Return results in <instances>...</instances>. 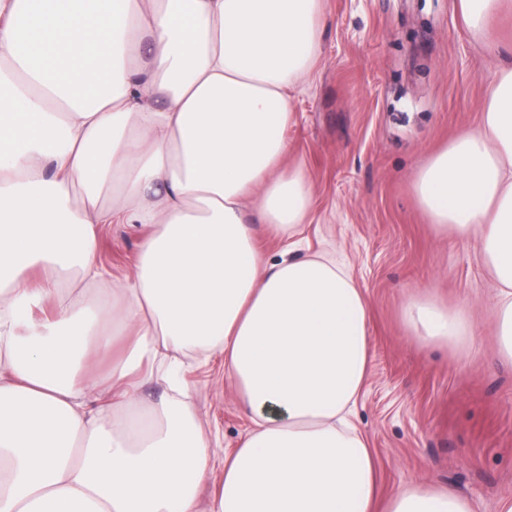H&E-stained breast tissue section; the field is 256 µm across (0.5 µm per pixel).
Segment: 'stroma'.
Here are the masks:
<instances>
[{
	"instance_id": "obj_1",
	"label": "stroma",
	"mask_w": 512,
	"mask_h": 512,
	"mask_svg": "<svg viewBox=\"0 0 512 512\" xmlns=\"http://www.w3.org/2000/svg\"><path fill=\"white\" fill-rule=\"evenodd\" d=\"M321 51L291 92L284 163L313 186L312 220L293 254L323 251L350 272L370 309V369L354 421L368 439L383 494L438 484L499 512L512 498V363L497 349L498 284L475 239L431 223L417 173L455 137L478 131L498 56L465 30L457 0H324ZM146 230L104 224L98 259L131 276ZM428 300L469 317L460 345L424 343L403 318ZM211 431L198 512H210L224 456L251 427L224 375V357L181 371Z\"/></svg>"
}]
</instances>
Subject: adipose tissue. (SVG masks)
<instances>
[{
  "label": "adipose tissue",
  "mask_w": 512,
  "mask_h": 512,
  "mask_svg": "<svg viewBox=\"0 0 512 512\" xmlns=\"http://www.w3.org/2000/svg\"><path fill=\"white\" fill-rule=\"evenodd\" d=\"M504 5L459 0L470 35L496 47ZM322 16L323 0H0V512H197L212 448L191 394H141L190 350L223 353L252 423L212 512H474L414 483L380 501L350 419L367 299L326 256L267 260L248 215L285 239L310 217L283 132ZM415 191L433 223L477 238L512 361V65L482 130ZM102 224L148 227L131 277L104 281ZM404 318L426 342L472 333L429 302ZM119 334L127 353L99 374L89 352Z\"/></svg>",
  "instance_id": "adipose-tissue-1"
}]
</instances>
